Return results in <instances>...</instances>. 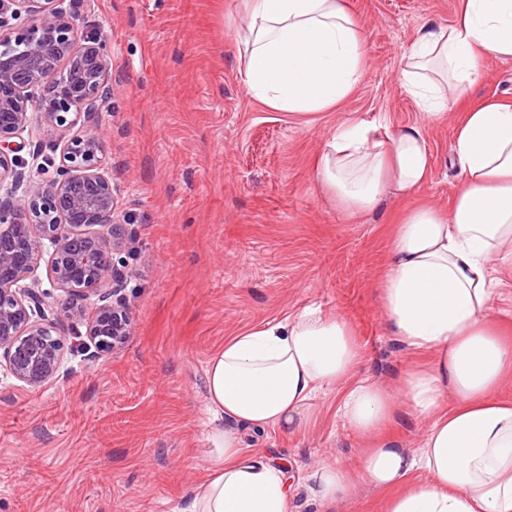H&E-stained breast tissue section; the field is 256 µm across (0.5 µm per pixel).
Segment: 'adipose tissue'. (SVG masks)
I'll return each mask as SVG.
<instances>
[{"instance_id":"adipose-tissue-1","label":"adipose tissue","mask_w":512,"mask_h":512,"mask_svg":"<svg viewBox=\"0 0 512 512\" xmlns=\"http://www.w3.org/2000/svg\"><path fill=\"white\" fill-rule=\"evenodd\" d=\"M248 93L269 108L317 114L335 108L364 72L365 33L348 0H240ZM512 57V0H460L455 21L422 29L402 72L424 116L454 107L484 59ZM460 179L450 211L418 205L393 226L378 288L397 341L429 358L398 389L360 377L362 348L342 318L307 308L228 338L206 374L213 464L183 512H290L293 487L265 450L245 452L236 427L298 432L322 397L340 389L337 414L361 442L355 467L326 462L306 479L328 512L357 483L382 493L380 512H512V343L498 331L494 275L512 266V104L483 99L455 128ZM432 155L421 128L340 126L314 171L348 215L373 211L386 188L425 183ZM426 421L418 447L385 429L401 413Z\"/></svg>"}]
</instances>
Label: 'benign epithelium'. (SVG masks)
<instances>
[{
  "instance_id": "benign-epithelium-1",
  "label": "benign epithelium",
  "mask_w": 512,
  "mask_h": 512,
  "mask_svg": "<svg viewBox=\"0 0 512 512\" xmlns=\"http://www.w3.org/2000/svg\"><path fill=\"white\" fill-rule=\"evenodd\" d=\"M111 69L106 37L83 32L60 0L0 6V366L29 388L60 369L57 328L91 359L130 335L134 273L120 252L131 222L118 215L98 122ZM32 116L46 134L72 133L51 176L21 156ZM48 246L55 297L37 277Z\"/></svg>"
}]
</instances>
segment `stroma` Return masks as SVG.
Returning <instances> with one entry per match:
<instances>
[{"label": "stroma", "mask_w": 512, "mask_h": 512, "mask_svg": "<svg viewBox=\"0 0 512 512\" xmlns=\"http://www.w3.org/2000/svg\"><path fill=\"white\" fill-rule=\"evenodd\" d=\"M367 59L336 109L268 108L243 82L238 0H62L111 45V97L100 119L105 164L134 234L125 293L132 330L88 361L64 336L53 380L33 389L0 367V512H175L210 467L206 367L225 340L318 308L345 319L362 375L397 387L414 356L396 341L377 288L392 222L421 204L449 209L458 181L456 113L425 121L401 79L426 26L459 0H350ZM512 103V58H491L468 100ZM423 126L433 169L418 190H387L370 214L347 215L316 182L312 160L343 123ZM295 484L356 440L323 399L302 433L259 437Z\"/></svg>", "instance_id": "35a3bbf8"}]
</instances>
